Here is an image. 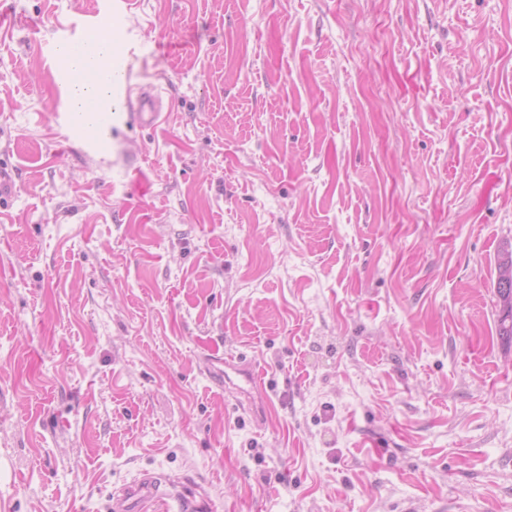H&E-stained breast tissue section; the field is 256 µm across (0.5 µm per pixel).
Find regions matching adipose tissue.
Segmentation results:
<instances>
[{
  "instance_id": "1",
  "label": "adipose tissue",
  "mask_w": 512,
  "mask_h": 512,
  "mask_svg": "<svg viewBox=\"0 0 512 512\" xmlns=\"http://www.w3.org/2000/svg\"><path fill=\"white\" fill-rule=\"evenodd\" d=\"M111 52V44L104 40L85 53H71L62 45L57 48L58 56L72 75L67 102L83 126L96 127L98 114L112 109V89L120 77L110 67Z\"/></svg>"
}]
</instances>
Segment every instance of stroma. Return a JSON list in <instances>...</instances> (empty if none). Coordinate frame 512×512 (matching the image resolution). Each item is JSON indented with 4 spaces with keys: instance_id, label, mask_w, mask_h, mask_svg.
I'll return each mask as SVG.
<instances>
[{
    "instance_id": "35a3bbf8",
    "label": "stroma",
    "mask_w": 512,
    "mask_h": 512,
    "mask_svg": "<svg viewBox=\"0 0 512 512\" xmlns=\"http://www.w3.org/2000/svg\"><path fill=\"white\" fill-rule=\"evenodd\" d=\"M8 2L0 512L144 470L216 512H512V0H135L171 110L98 133L53 63L100 0ZM496 294L499 306L497 334L512 344V247L503 250L498 258ZM210 370L214 371V374L223 376L229 383H233V380L236 379L253 391L259 390L260 375L247 364L224 362V358L214 357L210 359Z\"/></svg>"
}]
</instances>
